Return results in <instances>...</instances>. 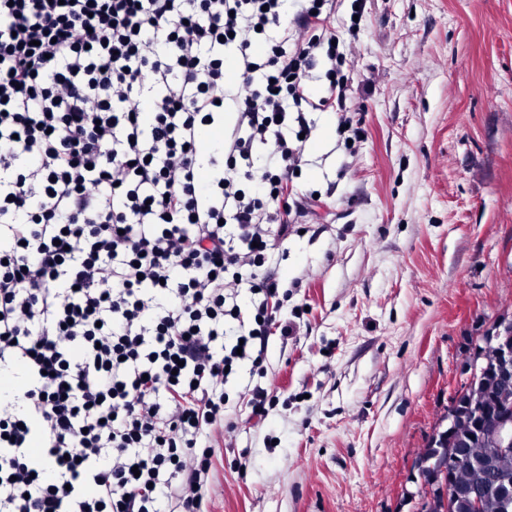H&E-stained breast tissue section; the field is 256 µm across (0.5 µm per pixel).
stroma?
<instances>
[{
  "instance_id": "obj_1",
  "label": "stroma",
  "mask_w": 512,
  "mask_h": 512,
  "mask_svg": "<svg viewBox=\"0 0 512 512\" xmlns=\"http://www.w3.org/2000/svg\"><path fill=\"white\" fill-rule=\"evenodd\" d=\"M324 10L348 92L303 110L307 213L271 261L297 330L224 383L208 512H414L415 460L512 316V0ZM256 386L275 396L260 419Z\"/></svg>"
}]
</instances>
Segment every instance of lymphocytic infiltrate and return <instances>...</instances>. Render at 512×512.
Here are the masks:
<instances>
[{
  "label": "lymphocytic infiltrate",
  "mask_w": 512,
  "mask_h": 512,
  "mask_svg": "<svg viewBox=\"0 0 512 512\" xmlns=\"http://www.w3.org/2000/svg\"><path fill=\"white\" fill-rule=\"evenodd\" d=\"M282 2L0 0V370L27 378L0 399V512H156L162 488L204 512L224 381L263 362L282 307L255 271L271 226L287 236L302 208L267 212L305 150L272 129L335 39L326 0H309L285 50L265 33ZM227 110L205 185L199 130ZM258 142L270 166L248 193ZM229 319L241 348L224 343Z\"/></svg>",
  "instance_id": "lymphocytic-infiltrate-1"
}]
</instances>
